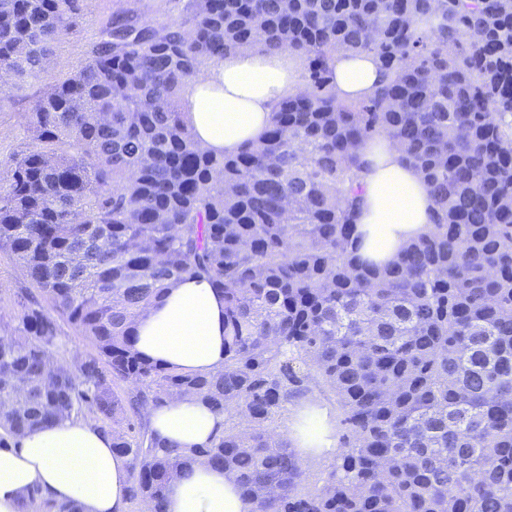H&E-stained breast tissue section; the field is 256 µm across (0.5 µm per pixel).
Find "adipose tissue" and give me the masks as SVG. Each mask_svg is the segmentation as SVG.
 Masks as SVG:
<instances>
[{"label": "adipose tissue", "instance_id": "adipose-tissue-1", "mask_svg": "<svg viewBox=\"0 0 512 512\" xmlns=\"http://www.w3.org/2000/svg\"><path fill=\"white\" fill-rule=\"evenodd\" d=\"M330 67L339 98L365 99L382 78L369 53H339ZM298 66L285 51L247 46L213 59L191 78L181 108L196 140L215 153H236L257 139L282 98L299 89ZM362 223L371 231L363 256L391 260L400 245L424 233L434 211L421 177L400 161L383 139L364 151ZM134 347L157 363L191 374L213 371L224 361V303L210 283L188 278L170 289L163 304L136 326ZM152 432L182 448L210 445L224 430L223 416L191 398L146 411ZM129 464L112 450V437L80 418L41 425L0 448V512H20L28 490L81 512H129ZM166 512H250L234 478L203 462L173 481Z\"/></svg>", "mask_w": 512, "mask_h": 512}]
</instances>
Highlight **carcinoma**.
Returning a JSON list of instances; mask_svg holds the SVG:
<instances>
[{"mask_svg": "<svg viewBox=\"0 0 512 512\" xmlns=\"http://www.w3.org/2000/svg\"><path fill=\"white\" fill-rule=\"evenodd\" d=\"M86 0H0V108L42 88L25 146L0 161V251L20 310L0 336V448L90 419L128 459L127 499L165 512L195 457L232 473L251 512H512V0H187L117 14L44 75ZM245 44L303 60L305 88L232 155L194 139L188 80ZM338 51L384 79L340 100ZM418 170L427 232L360 253L363 149ZM184 277L224 297V365L190 375L134 349L141 315ZM91 350L66 347L64 328ZM329 392L345 432L321 483L275 424ZM190 396L224 415L207 448L165 446L147 406ZM21 512H80L36 492Z\"/></svg>", "mask_w": 512, "mask_h": 512, "instance_id": "carcinoma-1", "label": "carcinoma"}]
</instances>
